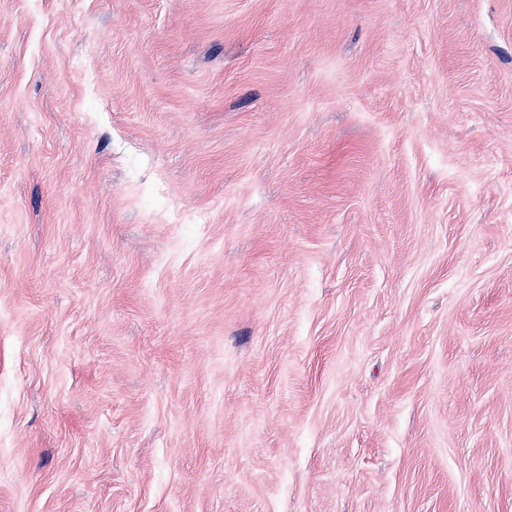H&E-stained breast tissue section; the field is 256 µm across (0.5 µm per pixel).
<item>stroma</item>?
Returning a JSON list of instances; mask_svg holds the SVG:
<instances>
[{"mask_svg": "<svg viewBox=\"0 0 512 512\" xmlns=\"http://www.w3.org/2000/svg\"><path fill=\"white\" fill-rule=\"evenodd\" d=\"M0 512H512V0H0Z\"/></svg>", "mask_w": 512, "mask_h": 512, "instance_id": "obj_1", "label": "stroma"}]
</instances>
